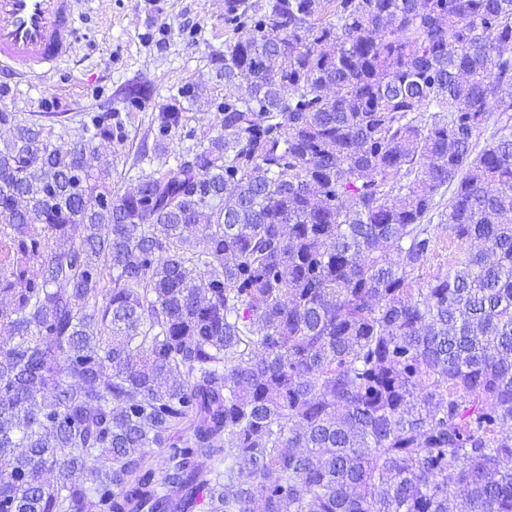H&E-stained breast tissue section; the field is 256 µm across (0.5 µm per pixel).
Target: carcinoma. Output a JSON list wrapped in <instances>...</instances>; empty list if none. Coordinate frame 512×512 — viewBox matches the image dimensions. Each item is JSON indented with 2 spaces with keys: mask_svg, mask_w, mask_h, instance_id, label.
Returning a JSON list of instances; mask_svg holds the SVG:
<instances>
[{
  "mask_svg": "<svg viewBox=\"0 0 512 512\" xmlns=\"http://www.w3.org/2000/svg\"><path fill=\"white\" fill-rule=\"evenodd\" d=\"M224 28L222 132L122 193L112 113L0 112V512H512V0Z\"/></svg>",
  "mask_w": 512,
  "mask_h": 512,
  "instance_id": "carcinoma-1",
  "label": "carcinoma"
}]
</instances>
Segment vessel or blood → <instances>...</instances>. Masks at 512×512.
<instances>
[{"instance_id":"b4317fda","label":"vessel or blood","mask_w":512,"mask_h":512,"mask_svg":"<svg viewBox=\"0 0 512 512\" xmlns=\"http://www.w3.org/2000/svg\"><path fill=\"white\" fill-rule=\"evenodd\" d=\"M79 43L74 0H0V71L33 77Z\"/></svg>"}]
</instances>
